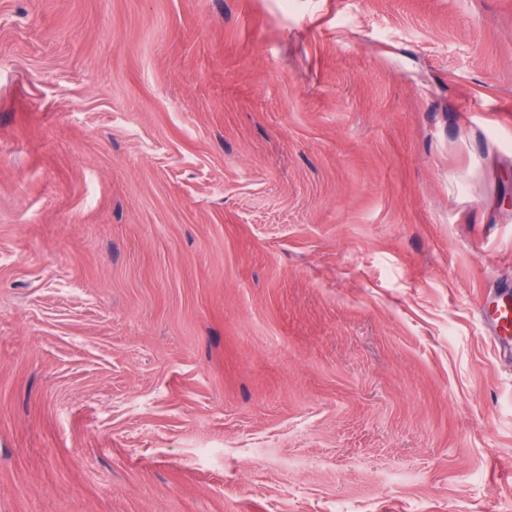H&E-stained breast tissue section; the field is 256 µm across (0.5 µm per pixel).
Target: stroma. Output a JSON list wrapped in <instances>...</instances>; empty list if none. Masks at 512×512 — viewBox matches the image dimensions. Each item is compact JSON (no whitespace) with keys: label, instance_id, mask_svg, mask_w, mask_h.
Segmentation results:
<instances>
[{"label":"stroma","instance_id":"stroma-1","mask_svg":"<svg viewBox=\"0 0 512 512\" xmlns=\"http://www.w3.org/2000/svg\"><path fill=\"white\" fill-rule=\"evenodd\" d=\"M512 0H0V512H512ZM498 295V298H502V305L499 309V304L496 302V311L498 312L497 322L492 326L494 332H502L505 334V331H508V326L512 321V310L509 308V301L505 300V298L512 297V291L510 288L503 287L498 288L495 293ZM497 350L499 351L500 357H512V339L510 336L504 335L503 338L499 339L496 343Z\"/></svg>","mask_w":512,"mask_h":512}]
</instances>
